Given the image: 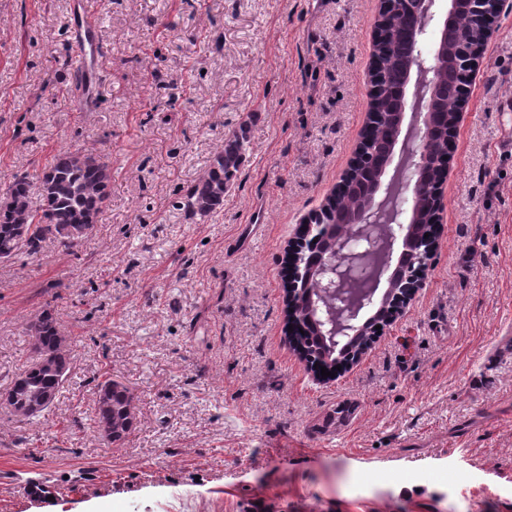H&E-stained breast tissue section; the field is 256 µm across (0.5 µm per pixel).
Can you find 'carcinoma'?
Instances as JSON below:
<instances>
[{
  "label": "carcinoma",
  "mask_w": 512,
  "mask_h": 512,
  "mask_svg": "<svg viewBox=\"0 0 512 512\" xmlns=\"http://www.w3.org/2000/svg\"><path fill=\"white\" fill-rule=\"evenodd\" d=\"M445 89L442 107L453 111L456 106L454 90L457 77L450 70L441 75ZM248 144L247 127L224 140V148L216 152L205 173L187 189L181 207L192 218L205 219L224 204V196L230 191L233 180L242 165ZM112 165L110 160L79 152L64 151L54 157L52 164L40 178V210L31 206V184L27 177L17 175L5 189L6 201L0 204V260H10L20 253L30 256L38 254L48 239L56 240L69 251L84 239L83 227L99 221L110 200ZM25 228L20 237L17 230ZM296 299L303 303L294 323L303 334L298 336V345L307 355L331 370L336 366V347L328 337L322 335L320 321L325 319V309L331 300L314 295L317 314L307 312L306 295ZM30 351L54 353L61 360L68 354L60 349L63 336L54 315L45 310L27 326ZM67 376L60 375L53 363H40L34 358L27 368V377L15 374L11 392L16 399L7 403L11 412L22 421L38 419L28 413V405L34 398L49 395L57 400ZM136 403L132 390L119 382L107 378L96 385L94 424L98 434H103V425L114 433L112 442H123L134 431L127 408Z\"/></svg>",
  "instance_id": "carcinoma-1"
}]
</instances>
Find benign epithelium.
<instances>
[{
  "mask_svg": "<svg viewBox=\"0 0 512 512\" xmlns=\"http://www.w3.org/2000/svg\"><path fill=\"white\" fill-rule=\"evenodd\" d=\"M437 2L378 0L365 84L367 127L335 195L348 192L354 170L370 151L396 161L393 174L382 167L363 186L353 209L336 212V225L310 224L312 212L297 231L298 238L308 237L303 246L309 259L284 288V301L295 308L301 277L314 291L335 296L327 334L350 340L368 336L357 348L347 347L349 354L339 362L344 370L359 363L423 286L437 238L421 239L417 225L442 221L451 148L497 29L501 0H448L444 13ZM462 9L472 19L471 29L463 32L456 26ZM431 33L436 41L427 57L420 43ZM448 66L463 81L452 112L439 108L440 88L433 78Z\"/></svg>",
  "mask_w": 512,
  "mask_h": 512,
  "instance_id": "obj_1",
  "label": "benign epithelium"
}]
</instances>
